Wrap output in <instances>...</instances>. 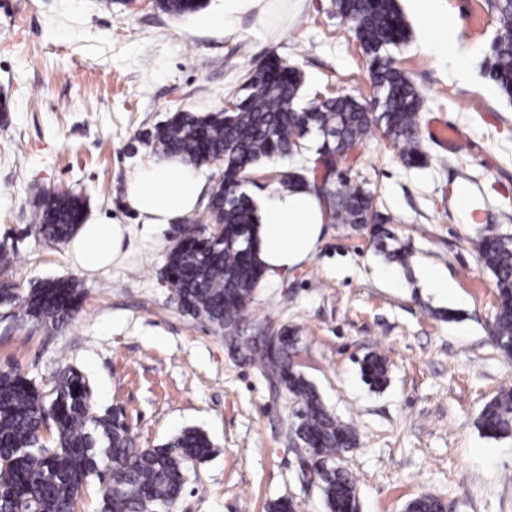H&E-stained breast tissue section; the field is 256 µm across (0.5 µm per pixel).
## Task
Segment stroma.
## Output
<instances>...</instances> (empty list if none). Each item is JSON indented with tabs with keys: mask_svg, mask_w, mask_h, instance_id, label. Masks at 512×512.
<instances>
[{
	"mask_svg": "<svg viewBox=\"0 0 512 512\" xmlns=\"http://www.w3.org/2000/svg\"><path fill=\"white\" fill-rule=\"evenodd\" d=\"M399 5L411 38L395 62L425 97L422 120L443 118L459 137L446 148L427 140V166L412 169L377 133L341 174L390 216L408 264L384 258L370 225L326 224L311 260L260 282L248 328L296 330L294 362L358 435L346 466L360 512H405L421 494L445 512H512V437L493 439L476 425L485 402L512 386V361L488 336L497 290L471 245L487 229L512 234V102L482 69L496 15L487 0H440L458 22L462 65L439 58L409 0ZM223 6L206 0L204 11L177 18L156 0H0V249L16 256L7 277L23 288L67 276L85 283L61 331L0 321V368L47 390L58 370L76 367L97 410L120 409L142 448L203 430L213 452L189 466L173 512H266L278 498L298 512H327L288 442L293 397L271 393L256 366L185 315L166 288L171 229L92 274L31 222L38 196L70 191L88 217L137 223L127 190L157 158L149 133L177 112L222 111L266 55L302 69L305 101L372 98L368 61L331 0H289L269 25L246 13L228 30L206 20ZM427 265L455 283L453 295L422 284ZM448 310L455 319H443ZM372 353L388 365L380 389L360 373Z\"/></svg>",
	"mask_w": 512,
	"mask_h": 512,
	"instance_id": "stroma-1",
	"label": "stroma"
}]
</instances>
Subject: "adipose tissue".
I'll list each match as a JSON object with an SVG mask.
<instances>
[{
    "mask_svg": "<svg viewBox=\"0 0 512 512\" xmlns=\"http://www.w3.org/2000/svg\"><path fill=\"white\" fill-rule=\"evenodd\" d=\"M415 13L434 18L423 33L425 43L441 57H461L455 23L438 0H412ZM128 201L143 225L163 228L192 214L202 201V182L191 165L163 157L136 170ZM260 222L255 231L257 257L267 278L312 258L324 230L325 213L317 195L298 189H271L257 203ZM133 229L105 218L82 224L70 243V254L81 269L96 273L120 264L130 252Z\"/></svg>",
    "mask_w": 512,
    "mask_h": 512,
    "instance_id": "ef3b65f1",
    "label": "adipose tissue"
}]
</instances>
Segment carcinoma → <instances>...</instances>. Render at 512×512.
Wrapping results in <instances>:
<instances>
[{
    "label": "carcinoma",
    "mask_w": 512,
    "mask_h": 512,
    "mask_svg": "<svg viewBox=\"0 0 512 512\" xmlns=\"http://www.w3.org/2000/svg\"><path fill=\"white\" fill-rule=\"evenodd\" d=\"M175 17L195 14L205 0H157ZM336 17L346 20L368 59L373 101L329 96L300 103L303 73L276 55L261 61L244 81L227 113L177 112L151 134L155 150L177 155L194 166L222 165L213 186L206 218L193 217L177 229L164 265L167 287L180 310L224 333V341L241 360L255 365L270 387L284 388L297 402L290 431L309 450L328 512H358V494L342 455L356 447L355 430L324 406L315 386L292 360L298 337L286 330L274 336H246L248 307L262 280L254 250L258 216L246 191L249 174L276 158L302 154L311 133L321 138V184L306 168L280 174L284 191L313 190L336 224H374L377 248L390 262L408 263L407 247L390 244L382 224L388 217L373 209L372 195L345 178L330 183L337 161L379 131L397 146L404 165L427 163L419 114L425 99L413 81L393 64L390 50L409 39L398 0H332ZM498 33L489 46L484 75L512 101V0H489ZM86 219L83 199L70 191L45 194L32 210L41 237L64 244ZM223 226L216 236L212 227ZM473 246L494 277L497 310L491 341L512 360V235L482 233ZM84 296L83 282L53 278L26 289L0 280V306L30 326L60 331L72 321ZM361 375L374 388L388 381L386 359L363 358ZM477 425L491 438L512 436V387L503 388L481 409ZM212 453L208 436L186 429L158 448H139L129 428L112 413L99 412L88 379L67 367L54 378L50 392L16 369L0 370V512H75L91 482L102 485L99 512H171L185 485L189 464ZM406 512H443L433 496L412 499Z\"/></svg>",
    "instance_id": "cac0c4a2"
}]
</instances>
